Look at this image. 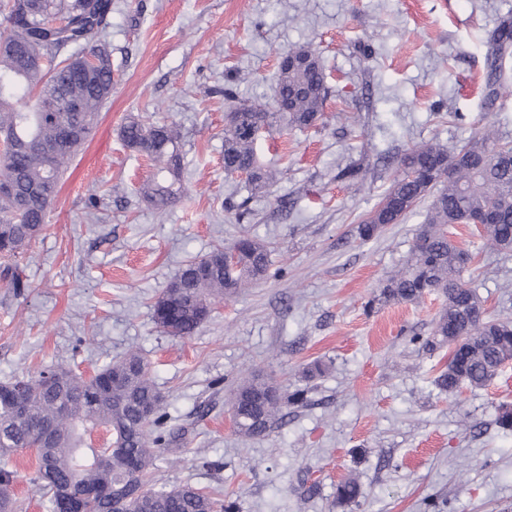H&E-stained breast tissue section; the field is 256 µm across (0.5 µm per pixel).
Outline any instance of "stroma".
Masks as SVG:
<instances>
[{"label":"stroma","mask_w":512,"mask_h":512,"mask_svg":"<svg viewBox=\"0 0 512 512\" xmlns=\"http://www.w3.org/2000/svg\"><path fill=\"white\" fill-rule=\"evenodd\" d=\"M289 2L112 0V95L45 230L18 259L26 288L0 280V381L51 364L89 376L140 352L166 398L171 438L156 486L188 483L236 512H512V432L495 423L512 409V361L485 388L442 394L433 380L447 348L424 352L409 338L429 335L445 297L365 307L406 260L428 201L369 241L357 233L413 145L458 146L488 124L512 142V95L489 110L478 92L512 0ZM298 46L324 61L323 118L262 134L257 155L279 176L255 194L224 174V87L271 104L280 59ZM132 115L182 133L186 192L162 214L138 193L150 161L119 135ZM359 163L363 179L337 181ZM244 234L269 245L266 276L216 299L193 336L163 333L153 305L168 281ZM448 234L470 256L486 316L512 320V251L470 224ZM315 361L327 372L306 381ZM255 371L284 394L306 390L307 401L246 439L231 424L227 386ZM12 463L25 512H48L31 484L36 456L25 450ZM350 475L365 500L333 507Z\"/></svg>","instance_id":"1"}]
</instances>
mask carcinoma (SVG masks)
Segmentation results:
<instances>
[{"instance_id": "cac0c4a2", "label": "carcinoma", "mask_w": 512, "mask_h": 512, "mask_svg": "<svg viewBox=\"0 0 512 512\" xmlns=\"http://www.w3.org/2000/svg\"><path fill=\"white\" fill-rule=\"evenodd\" d=\"M0 10L8 24L6 38L16 44L13 54L0 55V141L7 154L0 180L12 183L11 192L0 193V258L11 260L40 236L65 172L92 136L112 93L111 53L94 41L111 24L112 0H5ZM490 43L482 82L488 109L512 91L501 71L503 58L512 52V23H500ZM86 53L103 61L93 76L76 66ZM290 53L307 63L279 68L273 110L238 103L233 88L224 86V99L232 103L224 126V173L246 174L256 190L269 185L273 174L260 165L249 130L269 132L280 124L306 129L323 116L328 88L320 56L308 46ZM60 96L77 102L80 111H45ZM64 125L71 137L64 150L53 153ZM121 138L152 162L155 175L140 194L166 211L185 193L177 125L131 116ZM428 195L432 200L405 266L380 281L369 303L418 302L433 291L446 297L429 336L416 334L410 342L427 352L448 346V362L434 383L454 396L464 386L483 388L512 360V321L483 317L482 300L463 277V251L448 237V225L480 213L488 218L480 235L498 250H512V144L485 130L453 150L437 143L413 146L399 158L376 208L359 224V238L368 241L384 226L399 223ZM231 247L239 251L236 267H216L224 252L219 245L188 261L167 283L153 305L154 321L165 333L193 335L209 318L215 298L267 273L266 244L243 236ZM46 374L49 384L26 377L0 382V392L11 396V402H0V458L32 447L35 431L48 433L31 483L48 499L51 512H71V497L82 494L85 512H108L107 501L87 496L104 481L125 498L127 512H217L214 499L189 483L155 488L154 461L167 445L161 430L166 411L140 353L111 361L89 378L55 366L40 372ZM229 408L237 433L258 438L283 418V397L270 378L255 373L230 385ZM98 427L109 432L107 443L116 448L107 473L96 462L103 449L86 440ZM15 480L16 471L0 465V512H22ZM363 494L358 480L347 478L336 486L334 505H357Z\"/></svg>"}]
</instances>
